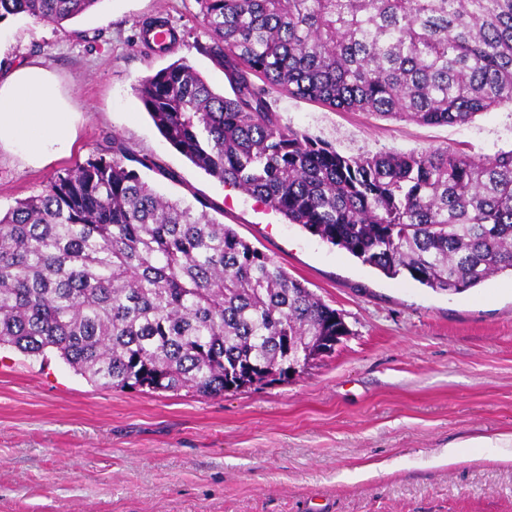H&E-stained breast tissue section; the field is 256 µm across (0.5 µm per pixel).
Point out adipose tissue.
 Here are the masks:
<instances>
[{"mask_svg": "<svg viewBox=\"0 0 512 512\" xmlns=\"http://www.w3.org/2000/svg\"><path fill=\"white\" fill-rule=\"evenodd\" d=\"M71 137L69 111L45 68L20 66L0 74V142L23 145L38 159Z\"/></svg>", "mask_w": 512, "mask_h": 512, "instance_id": "1", "label": "adipose tissue"}]
</instances>
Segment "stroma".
Here are the masks:
<instances>
[{
  "instance_id": "35a3bbf8",
  "label": "stroma",
  "mask_w": 512,
  "mask_h": 512,
  "mask_svg": "<svg viewBox=\"0 0 512 512\" xmlns=\"http://www.w3.org/2000/svg\"><path fill=\"white\" fill-rule=\"evenodd\" d=\"M156 16L184 33L165 54L137 38ZM209 41L197 0H102L60 27L0 23V71L49 70L74 128L39 161L0 144V211L120 138L159 163L142 180L173 200L212 199L220 223L342 313L349 333L289 382L213 399L101 388L54 352L0 349V512H512V273L461 294L389 277L194 167L136 88L182 58L227 90L200 51ZM270 102L283 125L344 155L512 148L508 104L437 126L277 92ZM480 436L491 448L469 446Z\"/></svg>"
}]
</instances>
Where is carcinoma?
<instances>
[{
	"instance_id": "obj_1",
	"label": "carcinoma",
	"mask_w": 512,
	"mask_h": 512,
	"mask_svg": "<svg viewBox=\"0 0 512 512\" xmlns=\"http://www.w3.org/2000/svg\"><path fill=\"white\" fill-rule=\"evenodd\" d=\"M103 0H0L61 24ZM224 69L142 80L154 125L205 174L386 275L461 293L512 272V149L345 156L280 123L273 91L347 112L457 125L512 105V0H197ZM120 139L0 215V346L48 349L107 389L201 397L285 383L348 334L270 256L141 181Z\"/></svg>"
}]
</instances>
